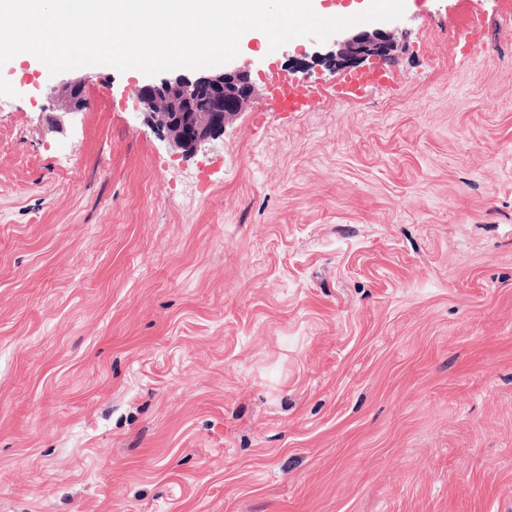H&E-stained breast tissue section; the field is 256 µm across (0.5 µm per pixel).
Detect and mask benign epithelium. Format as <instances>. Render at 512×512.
I'll return each mask as SVG.
<instances>
[{
  "instance_id": "1",
  "label": "benign epithelium",
  "mask_w": 512,
  "mask_h": 512,
  "mask_svg": "<svg viewBox=\"0 0 512 512\" xmlns=\"http://www.w3.org/2000/svg\"><path fill=\"white\" fill-rule=\"evenodd\" d=\"M337 45L335 57L341 64L350 65L369 58L389 57L392 42L390 35L386 33L363 31L337 42ZM236 84L244 86L246 90L245 96L235 106V109L239 110L254 92L248 71L239 68L214 75H201L193 79L184 75L173 79L164 78L158 83L137 84L133 91L146 111L147 120L166 133L174 148L181 150L185 156H191L224 128V121L228 118V115L224 114V93L228 86ZM175 91L182 94L187 106L193 104L197 94L208 93L212 102L211 111L204 114L186 112L182 122L167 117L162 113V107ZM83 93L84 85L80 83H67L59 89L53 87L50 90L51 96H61L62 102L69 110L75 112L85 107Z\"/></svg>"
}]
</instances>
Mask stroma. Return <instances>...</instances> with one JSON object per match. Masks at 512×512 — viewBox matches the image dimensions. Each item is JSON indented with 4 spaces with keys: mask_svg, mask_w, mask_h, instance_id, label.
<instances>
[{
    "mask_svg": "<svg viewBox=\"0 0 512 512\" xmlns=\"http://www.w3.org/2000/svg\"><path fill=\"white\" fill-rule=\"evenodd\" d=\"M405 2L353 100L245 33L187 158L144 73L0 67V512H512V0ZM268 84L269 95L264 111L267 112H302L319 96L320 89L316 86H301L271 67L264 74ZM236 84L244 86L246 90L245 96L235 106L236 111H239L254 92L248 71L239 68L232 71L224 70L214 75H201L193 79L184 75L174 79L164 78L159 83L137 84L133 91L146 111L143 113L146 114L147 120L152 121L164 131L174 148L181 150L187 157L197 153L204 144L215 137L224 128V121L235 113L232 112L231 104H228L227 112L233 114H224V93L229 85ZM174 91L182 94L186 106L193 104L197 94L207 92L212 102L211 112L197 113L208 110V103L199 100L196 106L197 112L181 114L184 115V123L182 120L180 122L170 119L164 114L166 112L160 111ZM56 91H58V96L62 97V102H64L69 110L77 112L85 107V99L83 97L84 85L81 83H67L58 90L53 86L50 90L52 97L56 96Z\"/></svg>",
    "mask_w": 512,
    "mask_h": 512,
    "instance_id": "1",
    "label": "stroma"
}]
</instances>
